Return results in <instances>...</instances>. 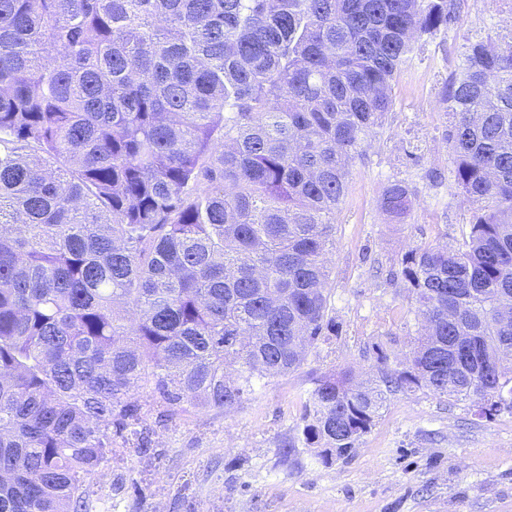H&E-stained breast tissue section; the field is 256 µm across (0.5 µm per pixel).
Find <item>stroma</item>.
Wrapping results in <instances>:
<instances>
[{"instance_id":"stroma-1","label":"stroma","mask_w":512,"mask_h":512,"mask_svg":"<svg viewBox=\"0 0 512 512\" xmlns=\"http://www.w3.org/2000/svg\"><path fill=\"white\" fill-rule=\"evenodd\" d=\"M459 11L458 26L401 75L385 134L352 167L329 255L338 335L234 410L191 409L157 424V455L131 454L92 475L87 512H153L158 503L162 512H512L510 410L487 420L466 403L399 392L348 459L326 465L316 449L286 456L278 446L295 434L314 376L344 367L373 376L380 355L409 354L416 325L401 260L426 243H453L468 221L462 196L422 178L453 172L439 89L469 42L512 25V15L494 0H460ZM413 144L421 160L411 168ZM397 179L412 180L415 193L393 220L380 201Z\"/></svg>"}]
</instances>
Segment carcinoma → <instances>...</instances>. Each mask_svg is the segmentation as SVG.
Masks as SVG:
<instances>
[{
  "label": "carcinoma",
  "instance_id": "carcinoma-1",
  "mask_svg": "<svg viewBox=\"0 0 512 512\" xmlns=\"http://www.w3.org/2000/svg\"><path fill=\"white\" fill-rule=\"evenodd\" d=\"M459 20L456 0H0V512H84L153 412L234 409L338 334L352 163ZM440 101L471 215L402 258L415 347L316 377L285 455L348 458L396 392L512 409V28L469 43ZM413 194L394 180L382 208Z\"/></svg>",
  "mask_w": 512,
  "mask_h": 512
}]
</instances>
